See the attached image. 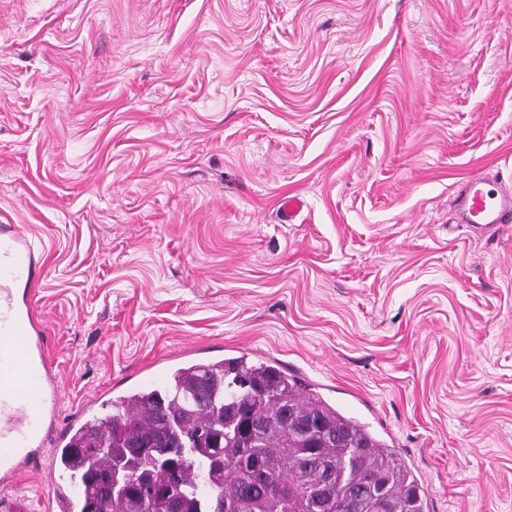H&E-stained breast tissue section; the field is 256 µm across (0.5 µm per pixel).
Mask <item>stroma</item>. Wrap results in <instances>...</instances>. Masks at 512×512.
Masks as SVG:
<instances>
[{"instance_id": "1", "label": "stroma", "mask_w": 512, "mask_h": 512, "mask_svg": "<svg viewBox=\"0 0 512 512\" xmlns=\"http://www.w3.org/2000/svg\"><path fill=\"white\" fill-rule=\"evenodd\" d=\"M479 173L512 180V0H0V225L40 261L60 427L246 353L427 512H512V223L454 215Z\"/></svg>"}]
</instances>
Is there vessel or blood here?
<instances>
[{"mask_svg":"<svg viewBox=\"0 0 512 512\" xmlns=\"http://www.w3.org/2000/svg\"><path fill=\"white\" fill-rule=\"evenodd\" d=\"M461 223L492 231L512 222V186L487 175L471 177L458 196ZM38 270L27 237L0 226V485L37 465L51 446L67 449L68 466L49 469L51 512H78L85 500L76 449L54 437L59 379L49 358L44 322L23 285Z\"/></svg>","mask_w":512,"mask_h":512,"instance_id":"obj_1","label":"vessel or blood"}]
</instances>
